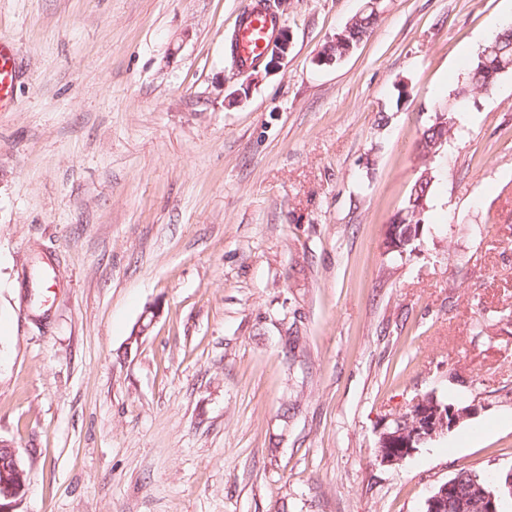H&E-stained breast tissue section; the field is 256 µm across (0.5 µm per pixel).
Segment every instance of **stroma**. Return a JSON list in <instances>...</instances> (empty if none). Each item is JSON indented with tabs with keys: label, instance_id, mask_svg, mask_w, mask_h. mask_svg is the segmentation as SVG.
Masks as SVG:
<instances>
[{
	"label": "stroma",
	"instance_id": "obj_1",
	"mask_svg": "<svg viewBox=\"0 0 512 512\" xmlns=\"http://www.w3.org/2000/svg\"><path fill=\"white\" fill-rule=\"evenodd\" d=\"M249 2L0 0L19 512H423L460 472L512 468V73L453 99L507 0H381L331 64L365 0H282L288 55L238 102ZM438 107L455 134L425 164ZM425 166L424 245L385 253ZM427 393L476 413L381 464L380 428ZM376 1L366 0L364 8L323 47L320 53L321 61L326 63L340 61L372 35L380 13V4ZM16 55L15 45L9 40L0 39V112L8 110L13 102Z\"/></svg>",
	"mask_w": 512,
	"mask_h": 512
}]
</instances>
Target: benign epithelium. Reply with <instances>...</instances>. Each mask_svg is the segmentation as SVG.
<instances>
[{
	"label": "benign epithelium",
	"instance_id": "1",
	"mask_svg": "<svg viewBox=\"0 0 512 512\" xmlns=\"http://www.w3.org/2000/svg\"><path fill=\"white\" fill-rule=\"evenodd\" d=\"M290 45L288 31L281 28L267 44L260 61L246 69L244 74L272 72L286 59ZM413 240H400L394 225H387L383 241L384 251L405 252ZM473 414V408H459L440 403L431 394L419 395L409 404L404 415L390 419L383 425L376 443V458L385 465H396L412 455L421 444L447 433ZM11 449L10 465L0 466V512H16L27 489L25 463L8 441L0 440V447ZM512 498V469L505 477L486 485L474 483L466 488L456 479L436 487L425 500L424 512H501L505 497Z\"/></svg>",
	"mask_w": 512,
	"mask_h": 512
}]
</instances>
